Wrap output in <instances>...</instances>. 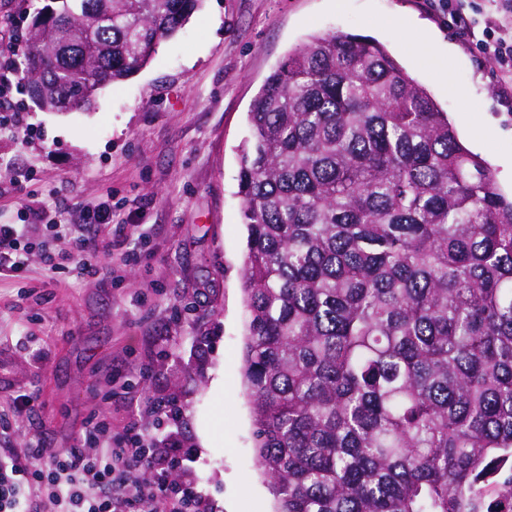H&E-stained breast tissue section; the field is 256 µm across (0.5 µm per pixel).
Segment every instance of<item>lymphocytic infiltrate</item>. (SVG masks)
I'll return each instance as SVG.
<instances>
[{
    "label": "lymphocytic infiltrate",
    "mask_w": 512,
    "mask_h": 512,
    "mask_svg": "<svg viewBox=\"0 0 512 512\" xmlns=\"http://www.w3.org/2000/svg\"><path fill=\"white\" fill-rule=\"evenodd\" d=\"M503 35L482 41L481 48L493 64L500 85L512 90V0H497ZM116 238L129 237L132 225L112 221L110 208H102L95 221L74 239L73 269L83 277L98 273L97 232ZM43 454L41 445L0 451V512H38L31 483L43 485L56 506L55 512H209V505L193 480L173 479L188 452L161 450L136 424L112 431L104 424L85 426L79 446L55 453L47 470L35 469ZM153 468L144 478L145 468Z\"/></svg>",
    "instance_id": "1"
}]
</instances>
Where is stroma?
Returning a JSON list of instances; mask_svg holds the SVG:
<instances>
[{"label":"stroma","mask_w":512,"mask_h":512,"mask_svg":"<svg viewBox=\"0 0 512 512\" xmlns=\"http://www.w3.org/2000/svg\"><path fill=\"white\" fill-rule=\"evenodd\" d=\"M52 0H0V47ZM481 0L462 38L432 0H204L133 77L102 90L94 111L39 110L23 85L0 96V224L26 223V269L0 279V400L26 393L35 414L0 417V435L46 453L72 447L88 422H131L160 448L190 450L210 512H273L256 467L241 384L246 228L238 147L265 79L310 35L384 43L447 112L463 143L512 196V98L478 48ZM453 43L438 61L425 33ZM45 202L65 224L111 205L137 240L100 253L93 278L48 272L69 236L27 214Z\"/></svg>","instance_id":"stroma-1"}]
</instances>
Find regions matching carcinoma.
Returning <instances> with one entry per match:
<instances>
[{"label":"carcinoma","mask_w":512,"mask_h":512,"mask_svg":"<svg viewBox=\"0 0 512 512\" xmlns=\"http://www.w3.org/2000/svg\"><path fill=\"white\" fill-rule=\"evenodd\" d=\"M57 2L23 67L58 112L143 69L204 0ZM248 125L242 376L277 512H493L482 487L512 458V199L368 36H310Z\"/></svg>","instance_id":"carcinoma-1"}]
</instances>
